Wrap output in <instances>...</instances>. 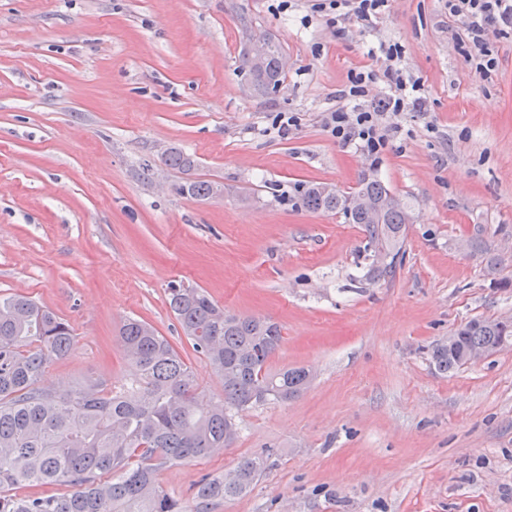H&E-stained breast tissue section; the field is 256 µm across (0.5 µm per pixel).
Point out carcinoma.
<instances>
[{
	"label": "carcinoma",
	"instance_id": "obj_1",
	"mask_svg": "<svg viewBox=\"0 0 512 512\" xmlns=\"http://www.w3.org/2000/svg\"><path fill=\"white\" fill-rule=\"evenodd\" d=\"M282 55V45L273 40L262 72H252L243 56L238 71L256 93L269 95L284 77ZM165 162L181 170L194 166L178 150ZM213 189L205 181L180 187L199 198L211 197ZM355 194L374 203L390 197L392 204L372 215L358 212L352 195H325L319 183L302 185L298 203L312 212H340L360 225L367 239V276L384 279L393 274L406 239L409 207L374 178H362ZM168 303L193 350L220 376L222 401L199 392L193 367L152 325L134 318L120 329L124 352L138 368L130 387L116 391L97 377L75 390L46 388L45 370L74 349L71 326L25 294L0 298V512H209L214 502L250 491L264 466L259 455L242 457L231 479L202 478L191 511L163 489L158 476L231 447L241 413L297 398L313 376L302 366L269 370L268 360L282 341L271 319L226 314L200 288L173 286ZM511 344V322L478 318L461 326L455 346L436 342L427 354L439 373L448 374L467 365L470 350L495 354ZM59 485L68 491L20 493L29 486Z\"/></svg>",
	"mask_w": 512,
	"mask_h": 512
}]
</instances>
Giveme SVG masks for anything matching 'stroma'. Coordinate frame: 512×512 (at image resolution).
<instances>
[{"mask_svg":"<svg viewBox=\"0 0 512 512\" xmlns=\"http://www.w3.org/2000/svg\"><path fill=\"white\" fill-rule=\"evenodd\" d=\"M313 2L0 0V294L70 323L74 351L44 375L63 390L127 382L118 336L133 317L222 399L167 304L174 284L280 325L269 369L307 367L311 385L243 413L218 457L162 471L186 505L203 476L261 454L253 491L211 512H512V347L448 375L427 355L471 319H512V35H490L485 80L442 0H391L371 29L329 24ZM260 35L288 59L267 96L237 69ZM382 42L403 46L427 100L374 158L324 116L350 70L381 68ZM279 112L299 117L285 136ZM173 148L190 171L166 165ZM365 177L413 219L379 281L360 225L297 203L302 184L351 192ZM200 180L223 198L179 193ZM475 236L487 251L466 247Z\"/></svg>","mask_w":512,"mask_h":512,"instance_id":"35a3bbf8","label":"stroma"}]
</instances>
